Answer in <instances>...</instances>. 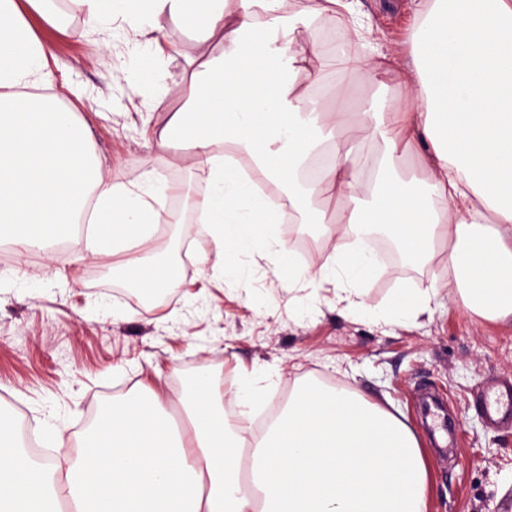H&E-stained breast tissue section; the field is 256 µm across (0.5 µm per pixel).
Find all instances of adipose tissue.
<instances>
[{
	"label": "adipose tissue",
	"mask_w": 512,
	"mask_h": 512,
	"mask_svg": "<svg viewBox=\"0 0 512 512\" xmlns=\"http://www.w3.org/2000/svg\"><path fill=\"white\" fill-rule=\"evenodd\" d=\"M47 0H0V240L26 247L68 237L89 222L91 247L141 290L174 280L147 246L168 187L152 150L182 144L207 169L194 204L209 252L201 275L247 283L227 255H276L289 286L336 284V302L365 308L377 263L337 248L298 265L279 224L364 238L387 229L428 263L448 246V270L483 317H512V0H419L409 63L370 39L359 0H305L304 13L340 22L339 72L393 82L397 95L346 111L321 95L326 53L297 31L292 0H79L88 27L123 19L161 43L196 32L189 91L163 125L143 130L148 155L136 184L110 181L89 129L59 94L52 55L24 11ZM374 152H365V144ZM437 286L397 289L377 320L432 311ZM269 385L250 373L229 425L223 395L200 374L177 399L189 428L174 432L160 405L135 397L97 412L92 445L45 470L17 447L0 411V512H427V471L410 428L356 393L296 386L286 413L248 438ZM248 481H241V464Z\"/></svg>",
	"instance_id": "1"
}]
</instances>
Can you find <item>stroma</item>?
<instances>
[{
    "label": "stroma",
    "mask_w": 512,
    "mask_h": 512,
    "mask_svg": "<svg viewBox=\"0 0 512 512\" xmlns=\"http://www.w3.org/2000/svg\"><path fill=\"white\" fill-rule=\"evenodd\" d=\"M58 25L33 23L54 52L51 68L83 100L107 177L139 181L146 148V120L162 121L181 104L189 82L187 60L195 53L189 31L171 28L165 39L179 48L155 61L151 46L129 50L125 22L89 28L73 0H55ZM373 41L409 60L410 0H361ZM328 56L324 93L339 76L336 32L322 20L306 23ZM109 42L94 51V43ZM162 69V92H146L149 75ZM354 98L382 101L393 87L369 82L360 72L343 76ZM154 167L171 187L153 248L175 247L176 286L155 307L134 306L120 281L107 276L109 256L92 253L77 239L63 256L39 247L0 242V392L23 430H36L49 460L58 439L76 445L90 416L108 403L145 389L172 406L174 395L193 376L222 378L224 408H235L243 377L254 369L275 370L266 403L285 408L296 384L314 381L360 393L390 411L415 433L428 468V512H512V421L490 424L479 396L497 382L512 384V322L486 319L462 300L447 270L448 248L432 263L396 259L366 285L367 310L339 315L335 285L317 284L314 298L288 288L278 260L263 252L240 256L251 274L249 290L202 277L197 257L207 250L198 225L175 220L183 203L194 201L205 179L188 151L158 152ZM287 249H303L316 263L346 242L305 224H281ZM439 288L432 314L390 325L372 310L389 305L396 289Z\"/></svg>",
    "instance_id": "stroma-1"
}]
</instances>
